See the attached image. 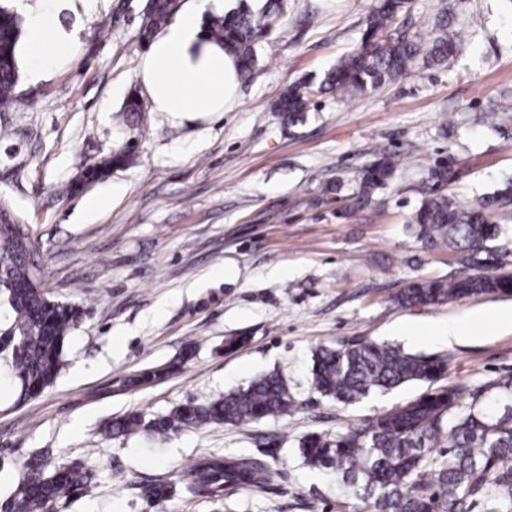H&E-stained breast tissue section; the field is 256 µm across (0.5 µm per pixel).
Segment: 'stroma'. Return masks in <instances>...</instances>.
<instances>
[{
	"label": "stroma",
	"mask_w": 512,
	"mask_h": 512,
	"mask_svg": "<svg viewBox=\"0 0 512 512\" xmlns=\"http://www.w3.org/2000/svg\"><path fill=\"white\" fill-rule=\"evenodd\" d=\"M279 3L235 107L203 118L148 102L137 123L125 120L128 96L143 93L148 0H58L74 35L69 60L42 72L21 61L18 97L0 107V195L40 242L44 293L86 315L41 396L23 402L16 384H0V503L41 451L50 466L79 462L98 481L94 496L60 498L51 512H352L334 479L303 465L299 439L400 408L423 387L329 401L310 384L315 347L364 339L442 356L451 384L512 375V327L470 321L475 311L511 309L512 297L395 301L411 282L461 270L453 251L426 249L409 229L433 160L458 161L448 193L468 205L512 178V0H409L396 28L426 42L447 11L463 32L454 56L345 97L321 83L359 46L377 0ZM301 80L311 84L309 104L291 125L273 105ZM124 146L131 166L82 182L88 166ZM384 151L399 157L392 180L346 212L362 168ZM89 197L109 204L79 219ZM451 320L457 340L427 335ZM231 336L248 342L225 352ZM189 344L195 352L178 372L128 385ZM272 369L301 402L287 418L188 427L164 440L104 431L126 413L205 403ZM212 454L260 460L272 479L220 497L179 490L153 508L142 499L141 484L177 482Z\"/></svg>",
	"instance_id": "stroma-1"
}]
</instances>
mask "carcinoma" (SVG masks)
Wrapping results in <instances>:
<instances>
[{"label": "carcinoma", "mask_w": 512, "mask_h": 512, "mask_svg": "<svg viewBox=\"0 0 512 512\" xmlns=\"http://www.w3.org/2000/svg\"><path fill=\"white\" fill-rule=\"evenodd\" d=\"M184 0H151L142 20L141 41L147 43L182 9ZM406 0H378L370 14L360 47L344 57L322 82L339 94L357 95L402 77L416 60L443 63L453 56L458 32L440 17L434 37L422 44L394 36L390 24ZM278 18L276 5L261 12L230 10L207 23L209 39L232 52L239 77H246L257 60L256 45ZM23 18L0 7V105L16 99L20 81L19 51ZM309 91L304 84L285 87L275 104L288 124L302 121ZM132 162L131 150L120 149L103 162L86 168L84 180L95 181L109 168ZM395 156L381 154L360 176L348 208L365 204L371 192L392 176ZM458 178L450 159L434 162L422 187L420 204L409 228L428 249H450L460 255L468 272L448 279L417 281L402 289V306L447 304L456 299L489 294L512 295V270L506 268L508 248L499 243L500 228L489 222L491 209L512 207V183L486 196L477 207L448 196V184ZM6 200L0 199V300L11 319L0 328V375L20 389V398L39 397L56 380L63 365L65 340L84 317L76 304L48 298L32 280L45 277L37 243L25 231ZM310 383L321 396L341 404L354 403L372 392L408 383L428 389L403 408L368 423L335 433H309L298 442L303 464L336 477L367 512H512V376L478 386L454 383L437 387L448 372L446 359L412 354L374 341L354 339L316 348L311 357ZM173 362L142 371L130 379L147 385L175 371ZM298 405L288 381L271 371L205 404H187L166 415L147 419L129 412L112 420L107 432L131 436L147 432L165 439L181 427L212 424L246 425L290 415ZM270 473L249 458L211 455L192 463L179 476L184 492L221 495L226 487L261 488ZM97 487L95 476L81 463L48 467L43 453L24 463V475L0 512H49L61 498L87 495ZM175 484L156 481L144 487L150 506L169 500Z\"/></svg>", "instance_id": "carcinoma-1"}]
</instances>
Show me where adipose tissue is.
Here are the masks:
<instances>
[{
  "label": "adipose tissue",
  "instance_id": "1",
  "mask_svg": "<svg viewBox=\"0 0 512 512\" xmlns=\"http://www.w3.org/2000/svg\"><path fill=\"white\" fill-rule=\"evenodd\" d=\"M222 0H202L185 8L161 30L141 58L138 79L155 111L205 114L231 108L237 96L236 59L210 42L201 27L199 9L221 10ZM27 55L43 70L66 59L72 51L69 35L54 15L33 13L29 20Z\"/></svg>",
  "mask_w": 512,
  "mask_h": 512
}]
</instances>
